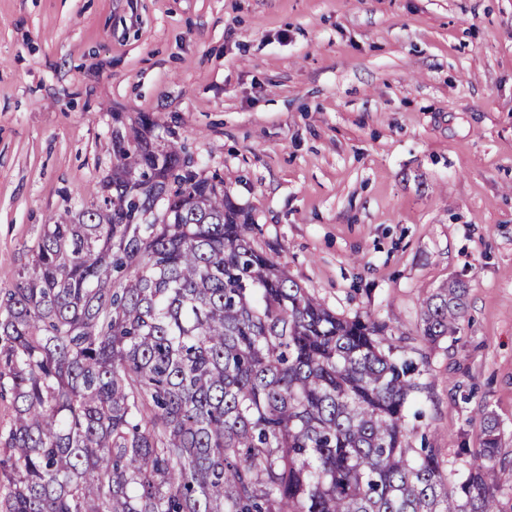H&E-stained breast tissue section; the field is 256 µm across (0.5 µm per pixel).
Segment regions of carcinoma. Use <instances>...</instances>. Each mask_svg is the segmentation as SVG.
Masks as SVG:
<instances>
[{
  "label": "carcinoma",
  "instance_id": "1",
  "mask_svg": "<svg viewBox=\"0 0 512 512\" xmlns=\"http://www.w3.org/2000/svg\"><path fill=\"white\" fill-rule=\"evenodd\" d=\"M157 126L112 130L103 202L49 219L0 293V512H502L495 416L448 489L406 434L404 333L309 295ZM465 293L423 302L424 343Z\"/></svg>",
  "mask_w": 512,
  "mask_h": 512
}]
</instances>
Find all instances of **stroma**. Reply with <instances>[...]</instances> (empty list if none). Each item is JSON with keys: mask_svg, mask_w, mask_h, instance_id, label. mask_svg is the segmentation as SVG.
I'll list each match as a JSON object with an SVG mask.
<instances>
[{"mask_svg": "<svg viewBox=\"0 0 512 512\" xmlns=\"http://www.w3.org/2000/svg\"><path fill=\"white\" fill-rule=\"evenodd\" d=\"M116 110L176 131L325 306L403 332L449 481L494 413L512 512V0H0V290L97 201ZM466 285L449 282L423 302L421 336L425 344H435L455 329L463 315Z\"/></svg>", "mask_w": 512, "mask_h": 512, "instance_id": "obj_1", "label": "stroma"}]
</instances>
